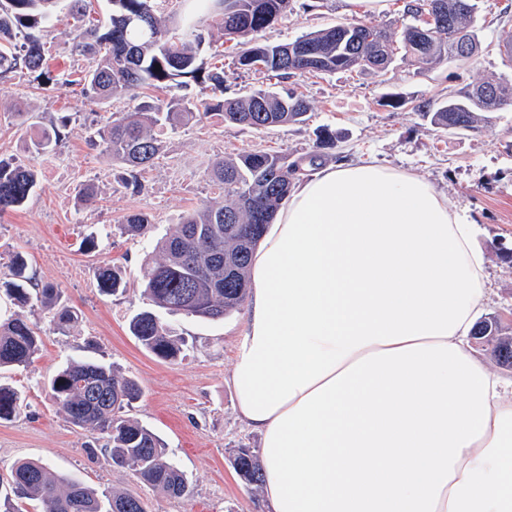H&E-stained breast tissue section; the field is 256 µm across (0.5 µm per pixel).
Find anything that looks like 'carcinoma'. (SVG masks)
Instances as JSON below:
<instances>
[{
  "label": "carcinoma",
  "mask_w": 512,
  "mask_h": 512,
  "mask_svg": "<svg viewBox=\"0 0 512 512\" xmlns=\"http://www.w3.org/2000/svg\"><path fill=\"white\" fill-rule=\"evenodd\" d=\"M66 2V17L76 32V49L94 57L95 64L75 76L48 70L47 42L42 32L59 20L56 10ZM193 5L186 29L172 35L176 17L165 13L157 0H108L110 13L102 21L93 16V0H0V80L26 70L37 73L44 85H81L98 99L125 97L134 102L129 112L111 117L89 142L124 165L125 187L140 189V177L158 158L165 127L217 114L226 125L254 129L306 123L310 104L289 90L257 88L240 98H224V67L205 69L201 53L216 57L213 37L241 46L233 64L245 72L318 77L336 71L382 72L394 56L423 69L458 59L460 31L478 38L472 26L478 0H406L403 14L412 22L403 26L399 40L387 29L355 20L304 33L294 41L273 44L262 40L291 8V0H184ZM316 52L313 62L296 57L300 45ZM160 69H155V66ZM196 84L212 96L194 100L172 97L162 103L139 101L140 90L186 87ZM512 103V83L487 78L448 94L444 100H420L412 109L430 123L448 130H471L483 114ZM54 125L33 143L35 153L48 156L63 143L62 128ZM336 131H315L314 153L290 161L285 154L252 149L213 162L210 179L224 189V200L207 201L187 213L177 229L158 243V257L144 269V293L151 308L134 315L133 336L161 360L175 362L186 346L183 337L153 308L208 320L238 312L249 293L252 254L275 213L288 198L294 181L304 172L303 162L315 165L336 146ZM35 184L34 172L0 159V212L21 206ZM150 218L139 212L125 216L121 229L146 233ZM25 257L11 256L12 280L0 287V296L19 308L0 313V368H26L39 352L40 336L20 310L40 306L54 311V330L65 335L78 322L77 311L61 302L57 289L35 287ZM101 293L114 295L125 287L118 269L98 268ZM473 335L493 343L490 355L512 367V335L503 331L496 315L475 323ZM51 397L65 419L75 427L105 436L104 452L114 467H131L139 478L171 497L189 493L183 472L169 459L167 448L149 428L123 415L142 394L137 380L112 366L92 360L69 362L48 383ZM23 401L13 388L0 385V420L15 417ZM231 465L247 486L261 483L262 465L255 449L236 448ZM147 512L143 501L126 492H98L84 482L56 475L39 462L18 461L0 481V512Z\"/></svg>",
  "instance_id": "obj_1"
}]
</instances>
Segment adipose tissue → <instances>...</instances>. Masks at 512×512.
Masks as SVG:
<instances>
[{"mask_svg": "<svg viewBox=\"0 0 512 512\" xmlns=\"http://www.w3.org/2000/svg\"><path fill=\"white\" fill-rule=\"evenodd\" d=\"M477 225L373 163L296 182L230 380L269 512H512V379L471 347Z\"/></svg>", "mask_w": 512, "mask_h": 512, "instance_id": "1", "label": "adipose tissue"}]
</instances>
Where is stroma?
<instances>
[{
  "label": "stroma",
  "mask_w": 512,
  "mask_h": 512,
  "mask_svg": "<svg viewBox=\"0 0 512 512\" xmlns=\"http://www.w3.org/2000/svg\"><path fill=\"white\" fill-rule=\"evenodd\" d=\"M294 3L295 10L268 32L269 41L288 43L351 19L343 0ZM475 26L481 50L465 63L450 59L419 71L397 60L382 73L282 80V87L297 88L309 100L308 123L256 130L227 126L213 116L167 130L159 160L136 191L125 188L119 164L87 140L91 127L127 110L126 101L102 102L76 86L44 90L27 73L0 82V159L27 166L36 179L25 203L0 215V276L7 273L10 256L22 253L38 285L59 288L63 302L79 314L77 325L62 336L54 331L49 311L23 310L42 343L29 368L0 372V383L24 399L19 415L0 420V478L8 476L14 462L28 459L100 491L138 495L148 512H265L261 489L246 487L229 463L234 449L261 446L260 435L238 418L229 381L247 311L218 321L174 317L173 326L190 345L174 363L146 351L128 325L148 306L143 272L156 256L157 240L175 230L187 211L217 200L207 176L211 162L254 148L301 158L312 151L314 132L323 125L340 134L331 163L371 161L421 177L452 210L479 225L477 243L486 254L490 288L483 311L499 314L512 333V105L488 113L475 129L448 131L412 108L380 104L388 94L411 101L443 99L487 77L511 80L512 61L499 46L512 34V0H482ZM44 39L51 45L52 69L90 66L89 57L73 51L66 21L48 29ZM22 112L29 113L28 123L20 122ZM63 118L68 126L61 147L49 157L34 154L30 142L38 127ZM87 187L93 188V198L83 197ZM132 212L150 216L149 234L122 233L123 219ZM91 235L97 247L89 251L84 240ZM105 263L121 270L123 293H100L97 269ZM86 358L112 364L138 381L142 395L125 415L165 442L170 460L188 480L189 494L164 496L132 469L111 466L102 435L65 420L47 383L69 361Z\"/></svg>",
  "instance_id": "obj_1"
}]
</instances>
